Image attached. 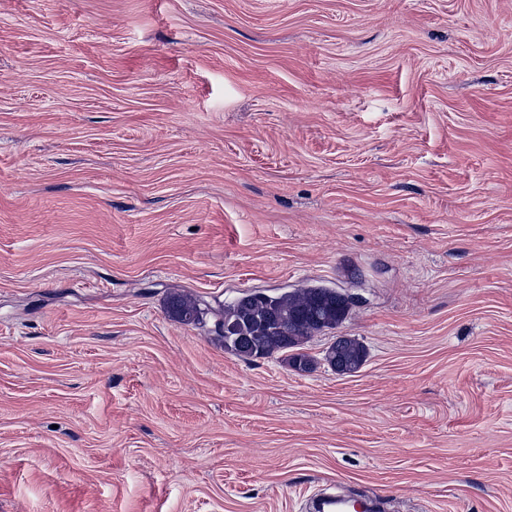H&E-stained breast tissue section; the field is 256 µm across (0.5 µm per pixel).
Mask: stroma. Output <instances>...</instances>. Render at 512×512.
I'll use <instances>...</instances> for the list:
<instances>
[{"instance_id": "stroma-1", "label": "stroma", "mask_w": 512, "mask_h": 512, "mask_svg": "<svg viewBox=\"0 0 512 512\" xmlns=\"http://www.w3.org/2000/svg\"><path fill=\"white\" fill-rule=\"evenodd\" d=\"M308 284L304 374L167 312ZM333 484L512 512V0H0V512ZM367 358L362 342L352 336H335L334 341L324 351L323 361L338 375H351L358 372Z\"/></svg>"}]
</instances>
